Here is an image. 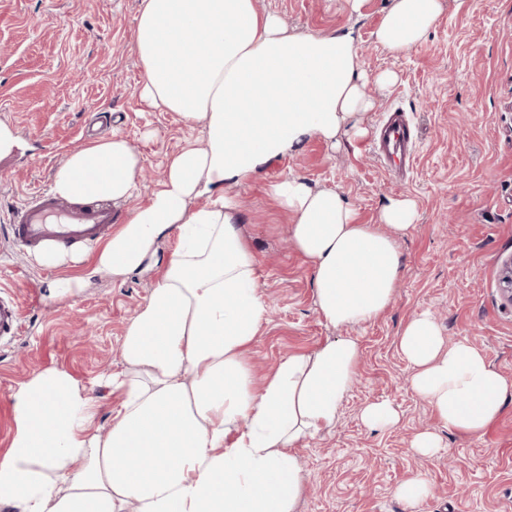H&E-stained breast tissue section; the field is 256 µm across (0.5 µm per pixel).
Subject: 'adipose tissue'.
I'll use <instances>...</instances> for the list:
<instances>
[{
    "label": "adipose tissue",
    "instance_id": "adipose-tissue-1",
    "mask_svg": "<svg viewBox=\"0 0 512 512\" xmlns=\"http://www.w3.org/2000/svg\"><path fill=\"white\" fill-rule=\"evenodd\" d=\"M442 0H391L375 37L402 53L434 26ZM135 50L139 93L151 107L198 125L200 143L169 160L146 204L134 206L97 254L121 278L158 242L179 245L127 326L112 377L120 401L107 435L93 432L95 400L61 369L16 394V432L0 454V512H295L303 482L290 448L329 429L354 384L358 340H327L284 359L254 386L243 359L267 315L258 261L229 193L313 137L339 145L366 132L369 76L354 30L295 35L255 0H141ZM143 159L122 136L68 154L52 190L72 201H132ZM291 217L290 239L313 272L332 326L361 325L391 303L397 240L417 219L413 199H389L361 224L342 194L302 177L271 183ZM201 205L189 209L192 200ZM398 346L409 387L448 428L482 433L512 385L486 355L446 344L433 317L414 316Z\"/></svg>",
    "mask_w": 512,
    "mask_h": 512
}]
</instances>
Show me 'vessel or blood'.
<instances>
[{
  "label": "vessel or blood",
  "mask_w": 512,
  "mask_h": 512,
  "mask_svg": "<svg viewBox=\"0 0 512 512\" xmlns=\"http://www.w3.org/2000/svg\"><path fill=\"white\" fill-rule=\"evenodd\" d=\"M415 143L404 113L393 112L381 127L378 149L412 162ZM118 222L108 203L65 202L48 191L33 192L10 216L9 234L16 246L31 254L47 244L89 246L104 241ZM21 326V310L12 296H0V341L12 338Z\"/></svg>",
  "instance_id": "1"
}]
</instances>
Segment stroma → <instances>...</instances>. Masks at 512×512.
<instances>
[{"label": "stroma", "mask_w": 512, "mask_h": 512, "mask_svg": "<svg viewBox=\"0 0 512 512\" xmlns=\"http://www.w3.org/2000/svg\"><path fill=\"white\" fill-rule=\"evenodd\" d=\"M389 0H366L361 14L345 0H256L290 33L355 28L368 74L390 71L396 83L373 91L369 133L331 146L312 138L233 187L240 229L259 262L269 313L247 357L263 378L291 354L326 340L358 339L357 380L329 431L295 443L305 489L296 512H512V396L482 434L449 430L408 387L411 368L398 348L406 323L426 312L449 344L483 351L512 384V305L499 291L502 257L512 254V0H470L468 11L444 9L419 45L394 53L375 30ZM140 0H0V127L15 141L0 154V286L22 307L21 334L0 345V451L15 433L13 395L48 368L67 371L97 403L107 432L119 402L107 385L126 371V326L148 298L177 245L163 238L144 269L114 278L95 268V248L48 267L15 249L8 211L29 193L50 188L67 155L120 135L141 154L138 203L162 180L171 153L198 133L172 112L150 109L139 95L142 66L134 51ZM409 115L416 154L405 178L375 153L372 133L387 112ZM291 175L334 188L360 223H374L387 200L414 199L418 221L398 242L401 272L390 306L375 320L335 327L319 311L309 264L288 242L290 218L268 194ZM84 280L74 295L54 286ZM387 400L400 421L368 428L362 408ZM441 438L431 455L416 451L418 433ZM422 477L415 506L399 488Z\"/></svg>", "instance_id": "1"}]
</instances>
